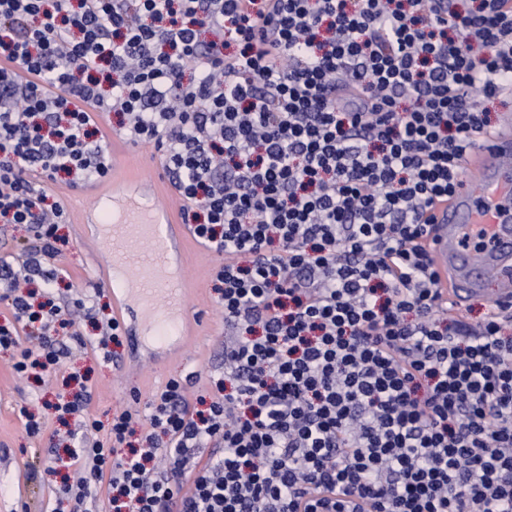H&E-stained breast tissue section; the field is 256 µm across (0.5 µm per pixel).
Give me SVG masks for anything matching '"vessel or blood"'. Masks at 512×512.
<instances>
[{"instance_id": "b4317fda", "label": "vessel or blood", "mask_w": 512, "mask_h": 512, "mask_svg": "<svg viewBox=\"0 0 512 512\" xmlns=\"http://www.w3.org/2000/svg\"><path fill=\"white\" fill-rule=\"evenodd\" d=\"M511 156L512 113L505 112L497 134L467 157L463 186L434 212L427 245L453 305L486 292L492 307L512 308V168L504 164ZM156 190L153 182L136 193L123 180L108 186L96 207L97 258L102 270L123 272L109 281L117 319L128 312L129 297H137L153 317L151 342L163 347L191 338L197 319L188 310L184 271L169 261L178 220L157 205Z\"/></svg>"}]
</instances>
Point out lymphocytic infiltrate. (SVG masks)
<instances>
[{"label": "lymphocytic infiltrate", "instance_id": "1", "mask_svg": "<svg viewBox=\"0 0 512 512\" xmlns=\"http://www.w3.org/2000/svg\"><path fill=\"white\" fill-rule=\"evenodd\" d=\"M512 92V0H0V350L55 374L90 318L52 287L68 246L43 183L106 178L96 115L152 146L223 254L224 376L181 379L84 448L70 512H512V315L449 311L430 214ZM28 246V234L18 229L7 236L0 235V257H6L11 263L22 261L26 258Z\"/></svg>", "mask_w": 512, "mask_h": 512}]
</instances>
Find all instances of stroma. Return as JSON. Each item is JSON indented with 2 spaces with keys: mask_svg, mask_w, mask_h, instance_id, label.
Returning <instances> with one entry per match:
<instances>
[{
  "mask_svg": "<svg viewBox=\"0 0 512 512\" xmlns=\"http://www.w3.org/2000/svg\"><path fill=\"white\" fill-rule=\"evenodd\" d=\"M112 163L116 176L130 182L157 177L161 164L152 147L134 144L123 138L112 142ZM66 208L64 231L69 244L59 263L60 273L78 291L99 295L101 303H111L110 287L102 285L95 265L97 246L82 213L95 208L97 190L78 185L49 183ZM187 276L193 292L189 306L198 315L199 333L172 359L135 358L129 342L113 347L111 360H104L89 323L60 331L58 347L68 352V366L90 373V410L100 420L113 411L148 402L170 378L182 379L189 401L208 395L209 381L224 373V318L213 289V271L222 257L213 250L189 240L186 249ZM32 382L13 373L7 355L0 353V512H53L57 505L61 479L44 471L43 461L54 443L47 433L28 436L21 408L41 412L35 402Z\"/></svg>",
  "mask_w": 512,
  "mask_h": 512,
  "instance_id": "stroma-1",
  "label": "stroma"
}]
</instances>
